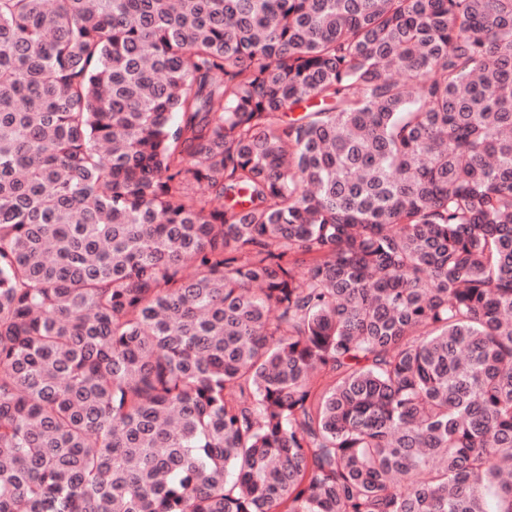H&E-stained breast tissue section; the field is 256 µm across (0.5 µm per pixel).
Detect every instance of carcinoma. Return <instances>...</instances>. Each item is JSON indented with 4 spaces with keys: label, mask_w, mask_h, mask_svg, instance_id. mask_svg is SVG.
Segmentation results:
<instances>
[{
    "label": "carcinoma",
    "mask_w": 512,
    "mask_h": 512,
    "mask_svg": "<svg viewBox=\"0 0 512 512\" xmlns=\"http://www.w3.org/2000/svg\"><path fill=\"white\" fill-rule=\"evenodd\" d=\"M508 131L512 0H0V512H512Z\"/></svg>",
    "instance_id": "cac0c4a2"
}]
</instances>
